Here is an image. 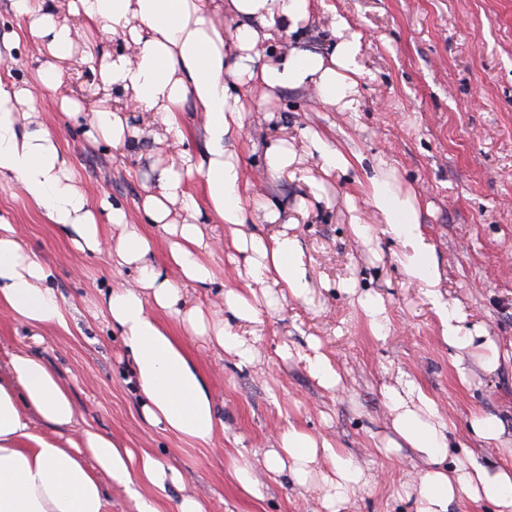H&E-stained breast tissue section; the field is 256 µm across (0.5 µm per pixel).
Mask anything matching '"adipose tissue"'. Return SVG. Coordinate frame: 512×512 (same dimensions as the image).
Listing matches in <instances>:
<instances>
[{"instance_id": "ef3b65f1", "label": "adipose tissue", "mask_w": 512, "mask_h": 512, "mask_svg": "<svg viewBox=\"0 0 512 512\" xmlns=\"http://www.w3.org/2000/svg\"><path fill=\"white\" fill-rule=\"evenodd\" d=\"M25 39L40 46L37 69L43 90L58 93L61 64L85 42L83 57L104 89L118 88L131 105L160 113L167 129L181 125V107L193 101L203 114V147L182 152L179 161L156 171L138 208L166 238L168 267L152 263L153 239L129 223L124 208L109 198L90 204L52 132L38 113L27 111L31 86L0 80V181L18 182L26 199L43 210L81 253L108 252L114 269H135L134 286L109 289L103 307L127 350L147 424L181 439L210 444L224 423L209 381L183 344L171 336L157 312L175 316L187 335L252 364L258 351L234 323L259 332L263 312L280 307L279 288L301 301L309 294L303 251L295 236L242 233L248 214L269 223L279 213L266 198L253 194L231 146L246 110L242 89L260 86L265 94L315 89L321 103L337 112L360 106L359 87L366 76L362 36L342 14H335L336 43L331 51L291 48L280 56L263 49L274 34L299 35L312 18V0H224V10L242 19L232 41L215 23L206 0H11ZM83 17L79 30L61 11ZM106 32L132 46L134 55L98 48L95 33ZM59 95V93H58ZM66 116L79 114L81 103L59 95ZM89 135L112 146L133 138L124 112L102 106L89 120ZM303 150L288 142L268 146L264 169L275 175L299 168L303 157L315 158L324 173H347L362 156L336 147L315 131L304 133ZM201 181L202 194L188 186ZM363 191L370 217L353 216L354 235L365 236L369 223L384 225L404 247L408 277L424 288L449 346H474L477 336L464 326L457 308L445 301L433 245L420 220L414 190L401 189L393 172L380 168L368 175ZM217 222L229 226V246L243 258L249 274L271 273L273 284L255 291L251 282L224 291V307L233 317L207 316L188 305L186 286L206 288L216 281L209 260L216 244L204 230ZM119 227L118 237H103L105 225ZM53 272L20 242L0 216V306L31 330L66 328L67 319L50 282ZM392 434L385 454L410 449L427 468L419 482L401 492L414 498L416 512H448L456 497L467 496L512 512V465L488 470L473 459H449L448 426L433 400L410 380L386 386ZM76 417L72 394L40 360L24 350L12 352L0 368V512H108L106 487L123 489L134 512H167L165 492L182 477L148 451L122 446L93 427L71 432ZM44 431H34L33 420ZM273 474H290L295 484L316 491L325 512H341L368 482L358 465L345 458L331 440L289 425L263 459Z\"/></svg>"}]
</instances>
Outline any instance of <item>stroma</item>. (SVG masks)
I'll use <instances>...</instances> for the list:
<instances>
[{
	"instance_id": "1",
	"label": "stroma",
	"mask_w": 512,
	"mask_h": 512,
	"mask_svg": "<svg viewBox=\"0 0 512 512\" xmlns=\"http://www.w3.org/2000/svg\"><path fill=\"white\" fill-rule=\"evenodd\" d=\"M313 21L299 43L322 52L334 43L332 12L349 18L362 35L368 71L357 112H336L310 91L285 90L265 98L246 93L235 148L253 192L280 211L276 224L249 214L244 232L262 228L275 235L290 229L301 245L312 304L285 296L279 312L266 316L251 365L207 341L185 335L169 315L160 320L180 337L211 386L224 423L214 443L200 446L146 425L132 381L130 361L100 304V294L131 280L134 270L116 271L108 254L85 255L49 224L13 181L0 182V214L7 216L23 246L51 267V285L69 328L33 335L0 307V366L24 349L44 361L67 385L76 404V427L92 426L134 451L146 450L182 475V489H169L168 507L182 494L200 497L207 512H323L316 492L287 475L273 476L260 461L288 424L303 426L342 448L372 476L345 512H414L400 497L402 482L418 477L425 462L404 449L385 455L390 431L385 386L408 375L431 396L449 429V457L474 454L493 470L512 464V361L495 372L481 369L482 350L458 351L440 334L438 319L422 288L400 263V246L372 225L366 239L352 233V214L368 211L362 186L367 170L322 175L314 158L301 173L264 175L265 148L277 140L301 143L304 130L346 144L367 162H384L401 188L420 197L421 221L441 272V292L465 315L466 326L486 334L499 351L512 349V0H313ZM280 36L275 54L294 46ZM77 46L63 62V94L82 102L85 114H61L51 94L37 89L33 106L56 136L90 201L108 195L132 222L155 170L172 160L158 114L128 109L119 91L93 80ZM127 108L136 136L115 148L88 139V113L100 105ZM321 180L313 196L308 177ZM217 282L189 289L190 304L207 315L224 310L223 290L246 277L243 266L223 250L210 258ZM381 297L389 320L385 337L375 336L356 294ZM317 338L333 359L342 387L328 390L304 362L284 359L282 346L304 351ZM465 364L467 380L457 366ZM497 419L504 448H486L470 431L473 412ZM256 462L260 497L245 493L234 477L240 457Z\"/></svg>"
}]
</instances>
